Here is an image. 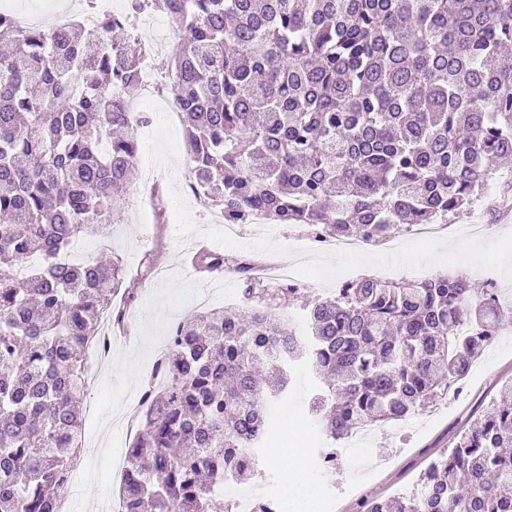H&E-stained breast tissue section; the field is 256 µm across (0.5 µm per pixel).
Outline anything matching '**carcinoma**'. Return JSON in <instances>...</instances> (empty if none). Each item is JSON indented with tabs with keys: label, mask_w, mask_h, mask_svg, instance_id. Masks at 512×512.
Listing matches in <instances>:
<instances>
[{
	"label": "carcinoma",
	"mask_w": 512,
	"mask_h": 512,
	"mask_svg": "<svg viewBox=\"0 0 512 512\" xmlns=\"http://www.w3.org/2000/svg\"><path fill=\"white\" fill-rule=\"evenodd\" d=\"M181 32L167 85L189 187L224 218L262 212L335 238L451 220L512 176V0H127L124 13L19 28L0 13V512H53L82 430L88 338H106L121 269L71 246L120 221L136 187L126 92L140 14ZM241 303L179 322L169 385H148L126 453L123 512H231L224 483L255 476L272 404L308 365L327 447L448 393L506 318L463 276L363 277L269 311L248 263ZM425 497L358 512H512V383L428 464Z\"/></svg>",
	"instance_id": "cac0c4a2"
}]
</instances>
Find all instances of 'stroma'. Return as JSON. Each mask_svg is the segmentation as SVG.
Returning a JSON list of instances; mask_svg holds the SVG:
<instances>
[{
    "label": "stroma",
    "mask_w": 512,
    "mask_h": 512,
    "mask_svg": "<svg viewBox=\"0 0 512 512\" xmlns=\"http://www.w3.org/2000/svg\"><path fill=\"white\" fill-rule=\"evenodd\" d=\"M169 90H161L147 112L150 139L141 141L139 180L127 199L125 213L113 225L110 237H85L74 247L77 260L108 253L119 260L127 273L113 302L124 305L128 316L124 327L116 328L112 354L98 373V380L85 397L86 405H99L98 422L84 420L86 440L111 444L119 451L129 447L132 433H116L115 425L139 410V398L155 356L166 339L171 321L198 314L199 297H209L210 308L235 304L239 278L229 275H191L187 265L201 244L212 242L218 253L246 255L255 259L274 258L292 263L300 270L299 282L307 294H334L345 280L344 258L334 251L312 252L294 243L288 224H271L262 239L249 236L228 241L211 224L206 214L192 202L188 184L190 164L185 150L183 128L172 123L166 110ZM159 194L162 209H155L151 196ZM401 247L410 249L409 260L399 261V277L430 276L438 272L466 274L472 287H483L481 266H492L497 274L512 279V227L495 231L473 242L444 239L429 246L401 237ZM159 262L160 273H144L145 257ZM512 382V317L504 323L500 336L483 356L482 363L463 386L457 400L439 398L417 411L418 429L404 433L396 424L373 427L372 434L353 456L341 459L335 470L319 465L324 441L308 409L318 385L314 372L299 367L287 397L272 406L270 429L275 437L270 447L259 449L255 459L257 480L288 492V512H315L318 497L329 492L336 497L335 512H355L356 504L377 495H393L416 481L427 453L449 447L455 426L465 418L476 401H492L496 391ZM290 455L292 467L278 464L281 455ZM385 459L383 469H374L371 460ZM114 487L113 472L95 462L79 482L77 512H96L98 502Z\"/></svg>",
    "instance_id": "obj_1"
}]
</instances>
